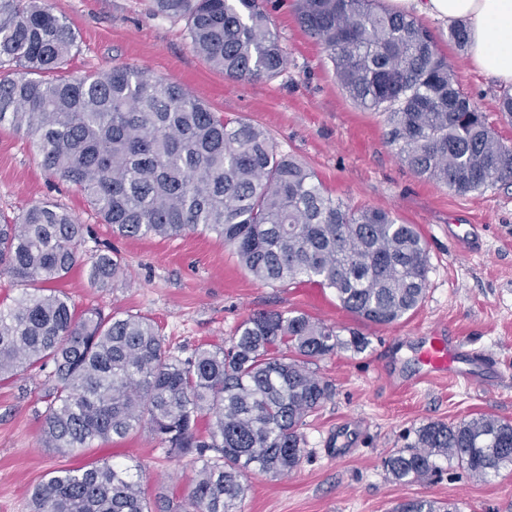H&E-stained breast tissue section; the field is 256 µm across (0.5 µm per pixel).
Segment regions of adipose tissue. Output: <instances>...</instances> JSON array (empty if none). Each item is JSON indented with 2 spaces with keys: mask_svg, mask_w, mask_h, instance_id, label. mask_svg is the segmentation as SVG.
I'll use <instances>...</instances> for the list:
<instances>
[{
  "mask_svg": "<svg viewBox=\"0 0 512 512\" xmlns=\"http://www.w3.org/2000/svg\"><path fill=\"white\" fill-rule=\"evenodd\" d=\"M396 12L465 24L471 67L512 87V0H389Z\"/></svg>",
  "mask_w": 512,
  "mask_h": 512,
  "instance_id": "ef3b65f1",
  "label": "adipose tissue"
}]
</instances>
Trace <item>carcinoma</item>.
Listing matches in <instances>:
<instances>
[{
    "instance_id": "1",
    "label": "carcinoma",
    "mask_w": 512,
    "mask_h": 512,
    "mask_svg": "<svg viewBox=\"0 0 512 512\" xmlns=\"http://www.w3.org/2000/svg\"><path fill=\"white\" fill-rule=\"evenodd\" d=\"M185 21L195 53L236 80L270 81L287 53L268 0H153ZM301 26L328 52L338 83L384 116L386 138L416 175L457 195L512 178V147L462 90L431 32L376 0H296ZM75 32L48 0H0V125L25 131L49 176L81 189L125 238L214 233L264 284L313 281L359 319L390 325L424 298L428 248L413 224L335 198L307 166L278 150L262 127L226 119L181 84L142 68L67 71ZM85 225L49 201L0 216V276L29 288L0 307V378L49 372L45 448L73 451L149 425L168 457L200 464L185 512H236L250 472L283 475L305 452L306 419L333 386L307 367L336 352L362 353L303 313L270 311L241 322L231 346L176 356L147 319L76 311L50 284L81 262ZM88 281L123 275L109 253L91 255ZM209 419L207 434L198 421ZM476 478L512 466V422L480 415L431 421L385 460L393 479L421 482L436 459ZM34 512H152L140 474L105 463L60 468L38 483ZM394 512H459L411 498Z\"/></svg>"
}]
</instances>
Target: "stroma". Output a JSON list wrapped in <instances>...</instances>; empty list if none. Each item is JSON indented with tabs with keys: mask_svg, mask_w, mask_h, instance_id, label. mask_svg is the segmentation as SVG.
Here are the masks:
<instances>
[{
	"mask_svg": "<svg viewBox=\"0 0 512 512\" xmlns=\"http://www.w3.org/2000/svg\"><path fill=\"white\" fill-rule=\"evenodd\" d=\"M49 3L78 36L71 73L128 65L182 84L224 117L265 128L279 150L312 169L333 196L392 211L428 244V285L418 308L392 325L362 322L331 289L319 288L313 298L298 282L255 280L215 235H114L77 187L44 171L25 133L0 126V213L13 217L35 201H54L86 225L83 254L117 253L125 269L112 288L98 290L86 266L75 267L58 287L77 310L148 318L184 359L203 344L228 345L242 321L267 310L302 313L339 334L355 329L368 338L364 353L338 351L311 361L310 370L332 384L333 394L306 420L302 462L286 475L249 474L241 512H392L412 497L452 502L460 512H512V467L482 481L442 459L439 472L412 484L384 469L385 459L413 442L422 424L481 414L512 421V180L459 196L416 176L389 146L382 116L357 106L341 88L323 46L301 28L295 0H276L270 12L288 63L267 82L226 78L193 52L183 22L153 14L151 0ZM431 32L463 91L512 146V119L496 109L502 87L468 66L466 51L449 40L447 29L435 25ZM452 224L482 225V252L457 251L448 241ZM432 327L487 353L500 373L496 386L407 385L415 339ZM49 386L38 370L0 381V512H31L33 487L57 468L106 461L140 465L149 501L182 504L195 467L188 458H167L148 426L72 452L43 447Z\"/></svg>",
	"mask_w": 512,
	"mask_h": 512,
	"instance_id": "1",
	"label": "stroma"
}]
</instances>
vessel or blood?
<instances>
[{"mask_svg": "<svg viewBox=\"0 0 512 512\" xmlns=\"http://www.w3.org/2000/svg\"><path fill=\"white\" fill-rule=\"evenodd\" d=\"M481 230L478 224H457L450 228L449 235L462 252L476 254L483 246ZM418 361L419 380L444 376L467 387L478 386L486 380L491 370V360L487 354L478 350L464 351L457 337H447L436 330L421 337Z\"/></svg>", "mask_w": 512, "mask_h": 512, "instance_id": "b4317fda", "label": "vessel or blood"}]
</instances>
